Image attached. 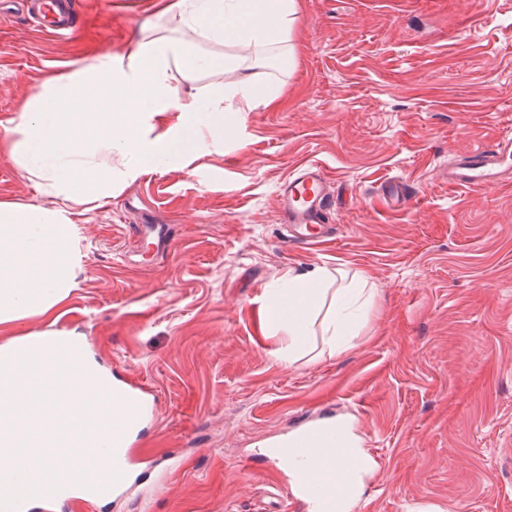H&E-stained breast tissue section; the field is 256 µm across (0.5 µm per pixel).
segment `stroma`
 <instances>
[{"label":"stroma","instance_id":"35a3bbf8","mask_svg":"<svg viewBox=\"0 0 512 512\" xmlns=\"http://www.w3.org/2000/svg\"><path fill=\"white\" fill-rule=\"evenodd\" d=\"M80 3L67 40L0 26V139L49 78L177 26L148 0ZM297 5L287 40L248 63L281 86L278 107L228 113L223 145L190 171L144 174L84 216L78 286L53 325L157 398L133 444L155 468L90 512H304L269 497L287 476L266 446L340 414L378 463L357 512H512V182L444 177L512 133V0ZM305 163L330 179L336 229L310 247L288 241L278 199ZM394 178L407 207L380 193ZM144 220L167 228V252L137 241ZM316 267L365 278L373 305L354 349L318 342L279 364L265 293Z\"/></svg>","mask_w":512,"mask_h":512}]
</instances>
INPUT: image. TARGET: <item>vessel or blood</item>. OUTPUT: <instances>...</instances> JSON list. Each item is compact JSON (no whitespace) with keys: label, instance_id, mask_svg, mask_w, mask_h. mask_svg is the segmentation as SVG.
Returning <instances> with one entry per match:
<instances>
[{"label":"vessel or blood","instance_id":"1","mask_svg":"<svg viewBox=\"0 0 512 512\" xmlns=\"http://www.w3.org/2000/svg\"><path fill=\"white\" fill-rule=\"evenodd\" d=\"M24 18L38 30L67 40L77 31L72 0H18ZM512 173V137L498 139L455 157L448 166V184L457 189L493 188ZM284 221L293 237L316 243L320 236L323 207L328 203L327 179L322 168L309 164L296 170L279 188ZM123 422L114 426L110 435L112 465L104 469L93 488L96 498L118 497L125 493L132 479L130 440L139 425L144 408V392L137 386L119 390ZM83 493L69 484H51L42 489L41 500L55 507L82 499Z\"/></svg>","mask_w":512,"mask_h":512}]
</instances>
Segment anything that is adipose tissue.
Masks as SVG:
<instances>
[{
  "label": "adipose tissue",
  "instance_id": "1",
  "mask_svg": "<svg viewBox=\"0 0 512 512\" xmlns=\"http://www.w3.org/2000/svg\"><path fill=\"white\" fill-rule=\"evenodd\" d=\"M158 12L177 19L178 35L141 32L128 51L51 77L10 118L11 136L0 142V153L42 197L0 201V333L9 335L0 344V489L83 482L107 460L102 447L118 412L111 375L87 356L81 335L54 329L32 338L19 329L27 318L59 313L76 288V216L104 206L140 175L186 169L223 142L226 101L244 112L281 99L277 85L239 73L236 57L199 45L285 40L296 0H163ZM234 71L238 81L225 84ZM176 72L213 83L180 98L170 85ZM372 302V293L340 283L325 267L281 280L263 311L268 329L285 336L276 361L304 357L317 321L330 351L351 349ZM86 441L96 456L77 454ZM330 457L336 512H356L377 462L343 421Z\"/></svg>",
  "mask_w": 512,
  "mask_h": 512
}]
</instances>
